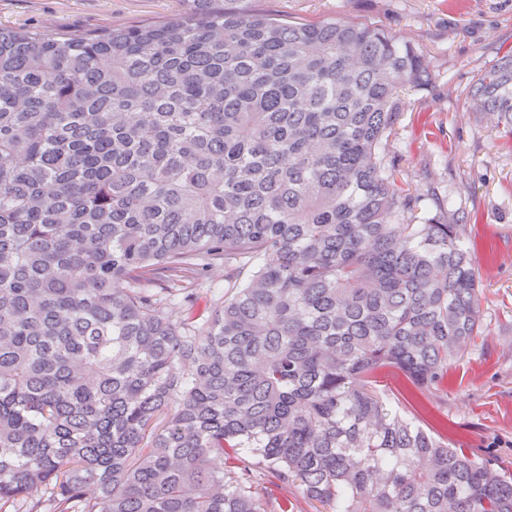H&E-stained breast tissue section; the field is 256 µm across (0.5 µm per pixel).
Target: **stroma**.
<instances>
[{"mask_svg":"<svg viewBox=\"0 0 512 512\" xmlns=\"http://www.w3.org/2000/svg\"><path fill=\"white\" fill-rule=\"evenodd\" d=\"M296 22L366 23L414 43L430 84L402 97L383 163L414 195L413 214L462 224L474 244L481 331L444 389H414L396 368L376 389L401 415L512 472V142L469 111L479 74L512 52V0H215ZM190 0H0V27L100 33L180 17Z\"/></svg>","mask_w":512,"mask_h":512,"instance_id":"35a3bbf8","label":"stroma"}]
</instances>
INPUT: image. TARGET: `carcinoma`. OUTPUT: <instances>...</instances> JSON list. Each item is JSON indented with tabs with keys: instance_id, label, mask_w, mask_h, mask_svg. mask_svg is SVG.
Listing matches in <instances>:
<instances>
[{
	"instance_id": "cac0c4a2",
	"label": "carcinoma",
	"mask_w": 512,
	"mask_h": 512,
	"mask_svg": "<svg viewBox=\"0 0 512 512\" xmlns=\"http://www.w3.org/2000/svg\"><path fill=\"white\" fill-rule=\"evenodd\" d=\"M427 78L363 23L0 28V512H271L266 474L325 512H512L511 472L375 389L442 387L481 325L462 225L407 222L382 164ZM469 111L512 138V54Z\"/></svg>"
}]
</instances>
